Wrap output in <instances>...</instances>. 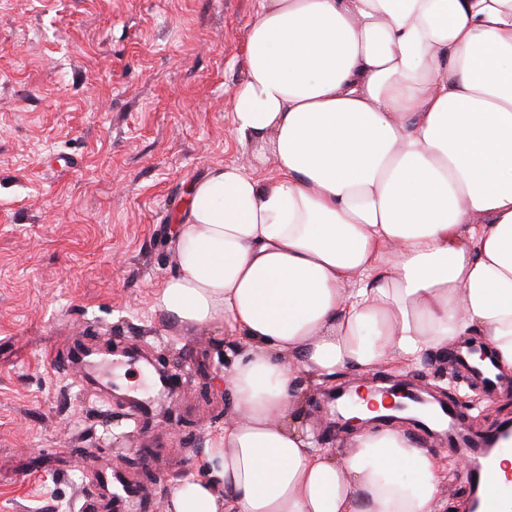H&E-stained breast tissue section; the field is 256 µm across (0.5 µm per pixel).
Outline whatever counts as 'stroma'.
Returning <instances> with one entry per match:
<instances>
[{
  "instance_id": "1",
  "label": "stroma",
  "mask_w": 512,
  "mask_h": 512,
  "mask_svg": "<svg viewBox=\"0 0 512 512\" xmlns=\"http://www.w3.org/2000/svg\"><path fill=\"white\" fill-rule=\"evenodd\" d=\"M257 0H0V512H81L104 474L167 507L203 477L234 409L224 329L183 336L155 305L188 189L218 165L266 179L232 133ZM150 349L178 421L81 387L70 347ZM409 379L477 394L432 354Z\"/></svg>"
}]
</instances>
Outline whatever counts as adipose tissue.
<instances>
[{
	"mask_svg": "<svg viewBox=\"0 0 512 512\" xmlns=\"http://www.w3.org/2000/svg\"><path fill=\"white\" fill-rule=\"evenodd\" d=\"M238 143L189 189L156 300L223 326L235 415L169 512H444L448 472L397 426L314 448L305 387L485 337L512 371V0H258Z\"/></svg>",
	"mask_w": 512,
	"mask_h": 512,
	"instance_id": "obj_1",
	"label": "adipose tissue"
}]
</instances>
